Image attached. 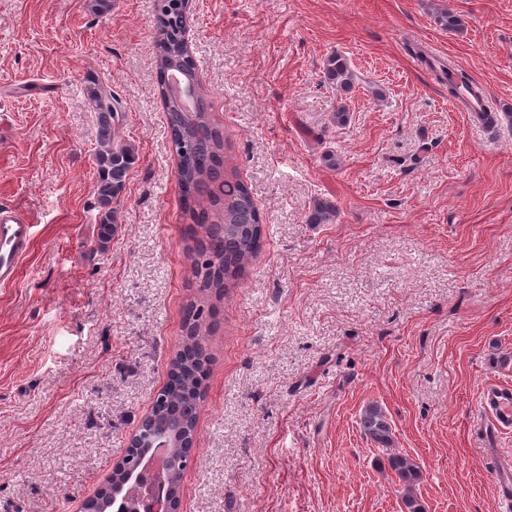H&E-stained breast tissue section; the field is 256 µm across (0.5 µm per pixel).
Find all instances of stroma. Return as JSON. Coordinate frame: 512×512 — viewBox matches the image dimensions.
<instances>
[{
  "label": "stroma",
  "instance_id": "stroma-1",
  "mask_svg": "<svg viewBox=\"0 0 512 512\" xmlns=\"http://www.w3.org/2000/svg\"><path fill=\"white\" fill-rule=\"evenodd\" d=\"M156 17L157 0H0V204L34 233L0 286V512H79L184 344L199 292ZM189 43L264 231L208 298L183 512H406L361 432L370 404L425 512H498L490 458L512 435L473 413L512 385V0H194ZM334 52L351 91L324 78ZM439 65L482 86L497 127L454 106ZM91 77L136 153L104 245ZM318 197L336 223H307Z\"/></svg>",
  "mask_w": 512,
  "mask_h": 512
}]
</instances>
